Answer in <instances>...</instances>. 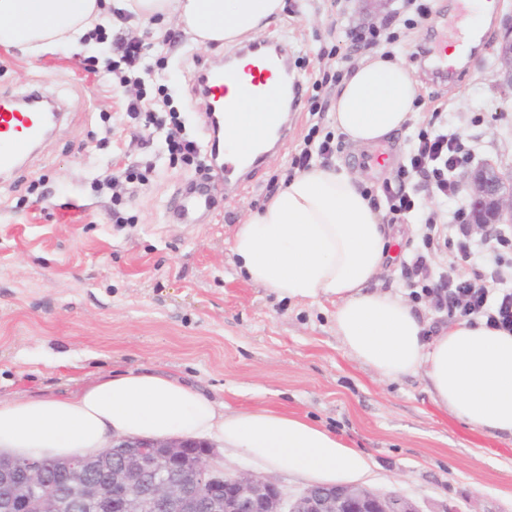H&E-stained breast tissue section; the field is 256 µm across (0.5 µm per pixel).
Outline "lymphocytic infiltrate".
I'll return each mask as SVG.
<instances>
[{
	"label": "lymphocytic infiltrate",
	"instance_id": "lymphocytic-infiltrate-1",
	"mask_svg": "<svg viewBox=\"0 0 512 512\" xmlns=\"http://www.w3.org/2000/svg\"><path fill=\"white\" fill-rule=\"evenodd\" d=\"M473 160V148L465 146L461 135L449 129L441 113H433L427 126L413 138L410 168L420 178L416 192L407 193L400 185L384 187L392 221L415 212L420 194L459 197L454 174ZM467 218L463 207L457 209L451 224L442 223L438 213H429L422 225L423 247L412 258L406 274L421 296L449 318H479L492 328L512 333V281L505 276L506 271H512V228L496 225L482 236V251L495 270L493 276L485 277L469 269L474 230ZM440 252L447 254L448 261L444 267L432 269L430 257Z\"/></svg>",
	"mask_w": 512,
	"mask_h": 512
}]
</instances>
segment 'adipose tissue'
<instances>
[{"instance_id":"obj_1","label":"adipose tissue","mask_w":512,"mask_h":512,"mask_svg":"<svg viewBox=\"0 0 512 512\" xmlns=\"http://www.w3.org/2000/svg\"><path fill=\"white\" fill-rule=\"evenodd\" d=\"M174 22L198 46L259 37L285 0H0V46L39 55L77 41L112 8ZM418 83L392 58L361 61L341 83L330 115L357 146L398 132L417 110ZM265 101L239 94L224 126L228 154L256 151ZM360 173L312 164L282 181L240 225L231 251L253 284L279 297L329 300L345 349L381 377L424 372L432 398L465 424L512 439V333L460 318L426 339L402 296L371 289L395 249ZM212 436L266 470L311 484L350 486L371 457L305 417L270 408L225 411L177 376L100 375L62 396L0 404V455L65 458L97 454L113 438L154 441Z\"/></svg>"}]
</instances>
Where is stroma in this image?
Returning <instances> with one entry per match:
<instances>
[{"mask_svg": "<svg viewBox=\"0 0 512 512\" xmlns=\"http://www.w3.org/2000/svg\"><path fill=\"white\" fill-rule=\"evenodd\" d=\"M430 19L398 27L393 55L420 82L406 129L368 150L341 141L331 166L361 172L381 195L407 166L410 137L432 112L475 148L478 163L512 169V92L503 91L496 48L512 0H495L480 43L455 84L430 79L418 55L430 49L434 23L455 24L448 0H426ZM400 0H286L266 39L282 42L291 75L307 101L289 110L288 137L272 146L251 185L217 191L210 216L190 224L171 213L189 183L213 180L211 160H171L166 129L135 126L129 94L108 71L112 53L96 42L33 58L0 46V101L30 93L62 102L53 134L18 170L0 174V404L60 395L99 373L154 370L178 376L233 409L269 407L336 433L374 460L368 487L411 500L419 512H512V443L473 430L439 407L423 373L387 380L345 351L328 300L281 299L252 284L230 247L269 185L293 174V157L310 130L332 132L328 109L336 83L366 57L344 36L382 26ZM133 33L144 44L148 92L163 91L182 131L200 145L212 137L191 94L196 72L235 60L236 47H198L175 25L128 18L107 26L109 39ZM390 168L368 166L373 152ZM121 210L129 223L112 221ZM417 217L393 225L392 265L378 288L409 297L404 267L421 248Z\"/></svg>", "mask_w": 512, "mask_h": 512, "instance_id": "35a3bbf8", "label": "stroma"}]
</instances>
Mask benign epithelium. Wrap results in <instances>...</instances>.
I'll list each match as a JSON object with an SVG mask.
<instances>
[{"label": "benign epithelium", "mask_w": 512, "mask_h": 512, "mask_svg": "<svg viewBox=\"0 0 512 512\" xmlns=\"http://www.w3.org/2000/svg\"><path fill=\"white\" fill-rule=\"evenodd\" d=\"M501 84L512 91V15L502 20L496 51ZM470 200L469 223L477 230L512 223V182L492 163H484L458 180ZM112 447L129 448L111 463L102 482L83 456L62 463L69 493L48 478L44 462L15 459L3 471L0 512H419L396 494L362 486H312L287 498L275 483L251 474L229 475L208 466L210 445L173 438H114ZM196 449L187 473L178 474L187 450Z\"/></svg>", "instance_id": "obj_1"}]
</instances>
